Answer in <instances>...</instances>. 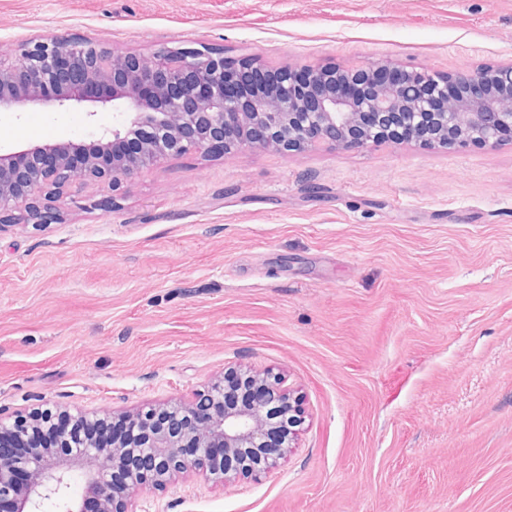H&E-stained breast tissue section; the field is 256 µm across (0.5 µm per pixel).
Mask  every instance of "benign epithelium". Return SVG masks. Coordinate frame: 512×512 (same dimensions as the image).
Returning <instances> with one entry per match:
<instances>
[{"instance_id": "1", "label": "benign epithelium", "mask_w": 512, "mask_h": 512, "mask_svg": "<svg viewBox=\"0 0 512 512\" xmlns=\"http://www.w3.org/2000/svg\"><path fill=\"white\" fill-rule=\"evenodd\" d=\"M28 102L62 112L90 106V116L98 106L113 112L112 128L88 143L0 154V214L22 210L19 220L35 228L73 183L106 182L115 192L167 156L192 150L364 146L392 139L395 124L425 146L512 142V64L445 76L379 60L356 69L274 72L208 48H161L148 56L56 34L14 57L0 54V108ZM66 414H0V439L26 445L36 430L49 440L26 451L0 444V510L39 512L54 500L61 512H130L131 490L162 487L191 468L226 485L277 468L303 423L299 402L278 376L235 368L188 404L123 414L131 444L75 446L56 422ZM277 433L284 436L277 454L257 456ZM57 447L72 452L59 455ZM130 460V482L118 489L112 470ZM75 472L84 487L78 497L69 494Z\"/></svg>"}]
</instances>
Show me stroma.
Wrapping results in <instances>:
<instances>
[{
	"instance_id": "stroma-1",
	"label": "stroma",
	"mask_w": 512,
	"mask_h": 512,
	"mask_svg": "<svg viewBox=\"0 0 512 512\" xmlns=\"http://www.w3.org/2000/svg\"><path fill=\"white\" fill-rule=\"evenodd\" d=\"M50 34L277 70L512 63V0H0V53ZM112 124L0 109V151ZM37 229L0 219V413L190 400L231 366L305 421L259 478L131 512H512V143L174 155Z\"/></svg>"
}]
</instances>
